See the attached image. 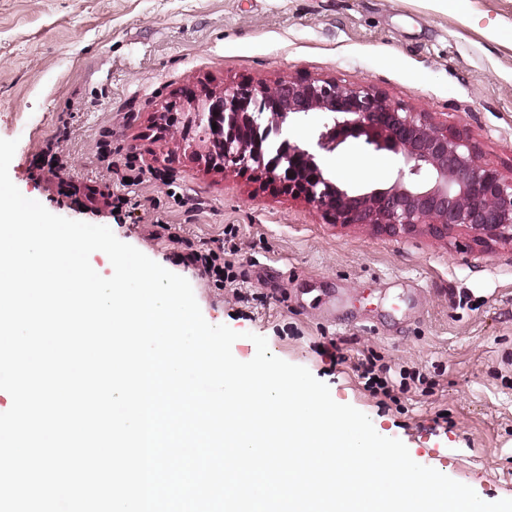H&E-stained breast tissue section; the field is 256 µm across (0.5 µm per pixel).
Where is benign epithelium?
<instances>
[{"label": "benign epithelium", "instance_id": "obj_1", "mask_svg": "<svg viewBox=\"0 0 512 512\" xmlns=\"http://www.w3.org/2000/svg\"><path fill=\"white\" fill-rule=\"evenodd\" d=\"M179 112L181 137L200 124L221 144L205 151L208 165L256 172L337 224H368L389 235L424 228L436 238L464 229L486 247L512 244V177L485 162L463 133L438 127L429 113L407 109L367 83L283 77L218 94L187 91ZM311 112L323 116L313 142L290 139V123ZM360 137L400 156L390 185L351 190L326 173L320 157Z\"/></svg>", "mask_w": 512, "mask_h": 512}]
</instances>
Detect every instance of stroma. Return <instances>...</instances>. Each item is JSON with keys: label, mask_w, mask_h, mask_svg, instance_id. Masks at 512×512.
<instances>
[{"label": "stroma", "mask_w": 512, "mask_h": 512, "mask_svg": "<svg viewBox=\"0 0 512 512\" xmlns=\"http://www.w3.org/2000/svg\"><path fill=\"white\" fill-rule=\"evenodd\" d=\"M287 76L369 83L512 176V0H0V138L18 142L9 176L25 197L185 277L210 324L241 332L238 360L265 337L415 462L485 501L512 499V246L332 223L257 176L198 163L160 128L186 89ZM51 141L66 181L42 161ZM322 163L355 189L401 165L360 138ZM134 176L127 202L89 204L90 189ZM228 224L243 283L185 261L219 252ZM326 336L347 362L323 355ZM367 350L419 370L426 389L373 395L350 363Z\"/></svg>", "instance_id": "stroma-1"}]
</instances>
